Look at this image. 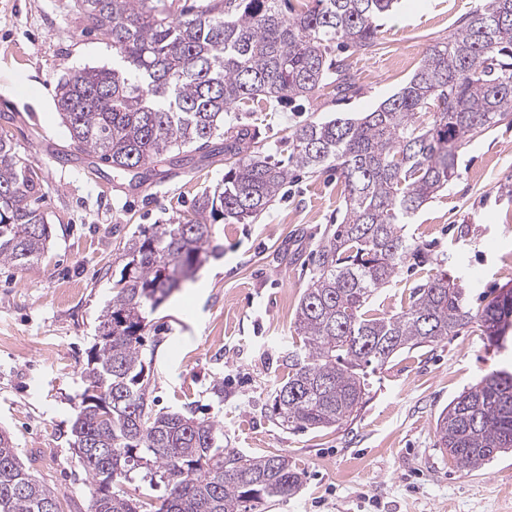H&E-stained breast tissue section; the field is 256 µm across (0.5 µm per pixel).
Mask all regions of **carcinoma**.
<instances>
[{
  "label": "carcinoma",
  "mask_w": 512,
  "mask_h": 512,
  "mask_svg": "<svg viewBox=\"0 0 512 512\" xmlns=\"http://www.w3.org/2000/svg\"><path fill=\"white\" fill-rule=\"evenodd\" d=\"M73 0L86 29L112 47V67H87L59 80L55 97L73 142L138 184L146 165L184 152L224 156V180L203 192L175 224L134 232L74 406L72 447L96 482L89 512H142L113 489L133 475L165 495L156 512H260L296 494L301 476L286 455L224 447V427L193 412L154 411L145 336L153 313L191 278L210 247L206 214L255 221L296 172L334 166L344 179V214L317 250V268L297 306L299 343L267 413L291 430L353 420L370 393V374L394 356L436 345L475 323L488 345L512 343V289L477 311L466 288L439 271L408 306L368 314L371 298L404 260H426L404 226L456 172L459 152L496 125L512 124V0H484L428 46L397 92L362 116L309 121L291 133V152L274 161L257 124L224 127L248 103L338 101L358 92L334 46L376 51L380 20L399 0ZM222 142L215 143V138ZM33 163L0 136V264L28 268L47 251ZM212 248V247H210ZM217 251V248H212ZM438 448L461 467H483L512 452V370H495L438 415ZM0 512H63L55 489L31 477L13 437L0 430Z\"/></svg>",
  "instance_id": "cac0c4a2"
}]
</instances>
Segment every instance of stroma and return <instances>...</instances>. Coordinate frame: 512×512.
Wrapping results in <instances>:
<instances>
[{
	"label": "stroma",
	"mask_w": 512,
	"mask_h": 512,
	"mask_svg": "<svg viewBox=\"0 0 512 512\" xmlns=\"http://www.w3.org/2000/svg\"><path fill=\"white\" fill-rule=\"evenodd\" d=\"M71 0H0V132L38 168L49 249L27 269L0 265V429L23 461L60 494L64 512H87L95 485L71 444L74 406L97 318L119 276L124 243L141 227L171 224L224 177L220 159L189 154L153 164L143 186L113 173L70 138L55 105L60 78L108 66L112 51L84 28ZM477 0H402L385 18L386 46L350 50L358 91L349 100L319 97L268 113L274 158L287 136L310 120L368 112L400 89L431 43ZM458 175L407 225L430 260L402 266L372 307L401 311L413 288L447 270L472 307L512 287V125L496 126L462 149ZM335 171L297 176L253 223L213 217V243L192 282L153 314L149 397L157 411H191L224 426V443L250 455L282 454L303 483L266 512H512V453L475 470L460 469L438 448L435 421L448 403L484 375L512 365V350L463 329L431 347L405 351L371 376L357 417L337 428L293 431L265 410L286 371L300 297L319 243L340 223ZM223 383V396L213 387Z\"/></svg>",
	"instance_id": "1"
}]
</instances>
